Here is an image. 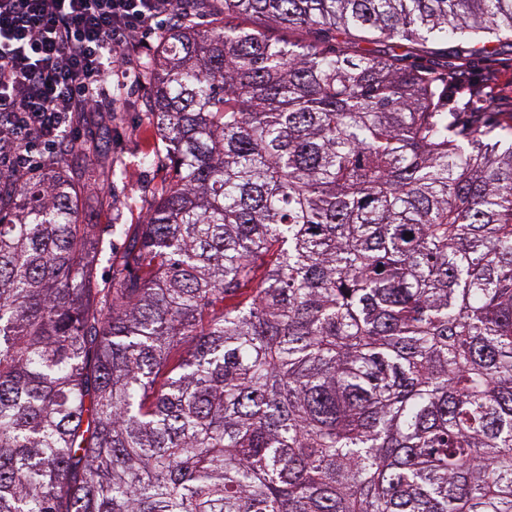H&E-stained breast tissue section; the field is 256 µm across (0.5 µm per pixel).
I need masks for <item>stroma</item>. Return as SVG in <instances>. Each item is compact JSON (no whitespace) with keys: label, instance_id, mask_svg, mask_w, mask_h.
Wrapping results in <instances>:
<instances>
[{"label":"stroma","instance_id":"35a3bbf8","mask_svg":"<svg viewBox=\"0 0 512 512\" xmlns=\"http://www.w3.org/2000/svg\"><path fill=\"white\" fill-rule=\"evenodd\" d=\"M434 61L452 69L491 73L488 111L512 113L511 41L491 43L486 50L466 57L441 51ZM149 97L148 85L131 83L123 91L121 111L114 113L111 121L103 123L98 115L87 116L84 138L94 144L97 165H90L79 151H63L62 160L70 175L85 188L82 223L108 224L116 214L122 223H141L152 204L153 192L170 178L164 144L148 122Z\"/></svg>","mask_w":512,"mask_h":512}]
</instances>
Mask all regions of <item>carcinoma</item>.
<instances>
[{
    "label": "carcinoma",
    "instance_id": "1",
    "mask_svg": "<svg viewBox=\"0 0 512 512\" xmlns=\"http://www.w3.org/2000/svg\"><path fill=\"white\" fill-rule=\"evenodd\" d=\"M219 2L143 66L146 220L0 189V512H512V113L416 63L512 0Z\"/></svg>",
    "mask_w": 512,
    "mask_h": 512
}]
</instances>
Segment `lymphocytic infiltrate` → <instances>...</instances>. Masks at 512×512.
Instances as JSON below:
<instances>
[{
  "label": "lymphocytic infiltrate",
  "mask_w": 512,
  "mask_h": 512,
  "mask_svg": "<svg viewBox=\"0 0 512 512\" xmlns=\"http://www.w3.org/2000/svg\"><path fill=\"white\" fill-rule=\"evenodd\" d=\"M181 15L173 0H0V175L82 149L80 117L120 109L129 47Z\"/></svg>",
  "instance_id": "obj_1"
}]
</instances>
